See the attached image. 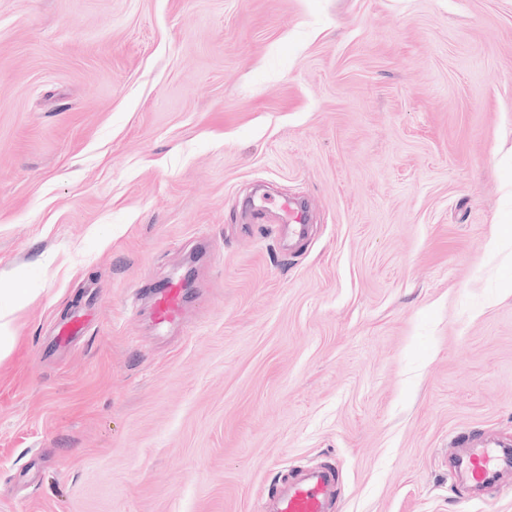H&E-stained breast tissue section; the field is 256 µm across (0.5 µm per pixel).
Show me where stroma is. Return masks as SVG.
I'll use <instances>...</instances> for the list:
<instances>
[{
  "label": "stroma",
  "mask_w": 512,
  "mask_h": 512,
  "mask_svg": "<svg viewBox=\"0 0 512 512\" xmlns=\"http://www.w3.org/2000/svg\"><path fill=\"white\" fill-rule=\"evenodd\" d=\"M511 214L512 0H0V512H512ZM154 319L160 329L182 321L186 293L182 280H168L154 288ZM2 293L12 297V306L10 309L0 308V362L12 353L18 337L13 325L14 315L37 297L26 288H1L0 296ZM512 455L504 448H470L464 459L468 480L478 484L491 482L500 468L510 467ZM333 477L313 469L299 480L288 481L265 502L262 512H330Z\"/></svg>",
  "instance_id": "35a3bbf8"
}]
</instances>
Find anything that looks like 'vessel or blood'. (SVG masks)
<instances>
[{"instance_id": "b4317fda", "label": "vessel or blood", "mask_w": 512, "mask_h": 512, "mask_svg": "<svg viewBox=\"0 0 512 512\" xmlns=\"http://www.w3.org/2000/svg\"><path fill=\"white\" fill-rule=\"evenodd\" d=\"M154 319L165 329L181 322L186 303L182 281L168 280L154 290ZM512 465V452L502 448H473L464 459L468 480L479 484L491 482L498 470ZM333 477L329 471L314 469L301 479L280 487L266 501L263 512H329Z\"/></svg>"}]
</instances>
